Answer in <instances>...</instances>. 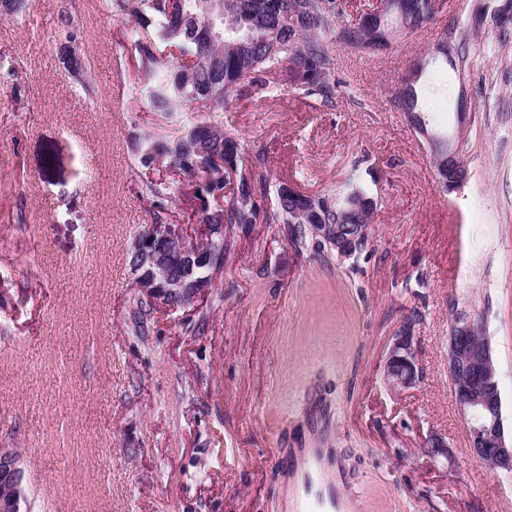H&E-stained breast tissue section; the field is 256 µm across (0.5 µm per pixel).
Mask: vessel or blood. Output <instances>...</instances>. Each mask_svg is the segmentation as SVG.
Segmentation results:
<instances>
[{
	"instance_id": "obj_1",
	"label": "vessel or blood",
	"mask_w": 512,
	"mask_h": 512,
	"mask_svg": "<svg viewBox=\"0 0 512 512\" xmlns=\"http://www.w3.org/2000/svg\"><path fill=\"white\" fill-rule=\"evenodd\" d=\"M277 466L289 470L291 475V512H346L348 506L362 499L359 491H339L326 470L320 449H308L297 460L279 459Z\"/></svg>"
}]
</instances>
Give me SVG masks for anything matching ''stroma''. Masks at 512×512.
<instances>
[{"instance_id":"1","label":"stroma","mask_w":512,"mask_h":512,"mask_svg":"<svg viewBox=\"0 0 512 512\" xmlns=\"http://www.w3.org/2000/svg\"><path fill=\"white\" fill-rule=\"evenodd\" d=\"M425 29L368 54L326 43L335 107L285 84L240 96L224 126L271 177L335 197L348 178L375 211L358 266L295 246L282 224H236V249L190 307L133 329L132 238L151 223L142 179L187 188L132 145L174 134L134 80L125 16L70 0L93 97L66 75L58 0L0 8V448L17 449L30 512H284L281 448H334L365 512H500L512 473L469 452L448 374V309L481 324L512 432V20L507 0H444ZM471 33L465 77L430 60V134L462 138L468 177L445 188L431 146L395 105L444 21ZM410 326L423 377L384 384ZM447 454L433 453V436Z\"/></svg>"}]
</instances>
